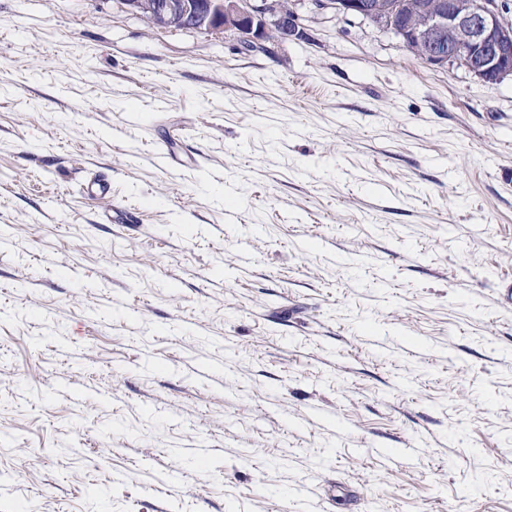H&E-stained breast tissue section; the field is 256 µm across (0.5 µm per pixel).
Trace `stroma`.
<instances>
[{
  "instance_id": "35a3bbf8",
  "label": "stroma",
  "mask_w": 512,
  "mask_h": 512,
  "mask_svg": "<svg viewBox=\"0 0 512 512\" xmlns=\"http://www.w3.org/2000/svg\"><path fill=\"white\" fill-rule=\"evenodd\" d=\"M301 23L0 0V512H512V77Z\"/></svg>"
}]
</instances>
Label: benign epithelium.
I'll return each instance as SVG.
<instances>
[{"mask_svg":"<svg viewBox=\"0 0 512 512\" xmlns=\"http://www.w3.org/2000/svg\"><path fill=\"white\" fill-rule=\"evenodd\" d=\"M154 26L213 34L234 31L245 43L299 34L298 4L333 17H356L390 33L438 68H460L494 85L512 76V22L495 0H431L407 10L390 0H120Z\"/></svg>","mask_w":512,"mask_h":512,"instance_id":"7a95c632","label":"benign epithelium"}]
</instances>
